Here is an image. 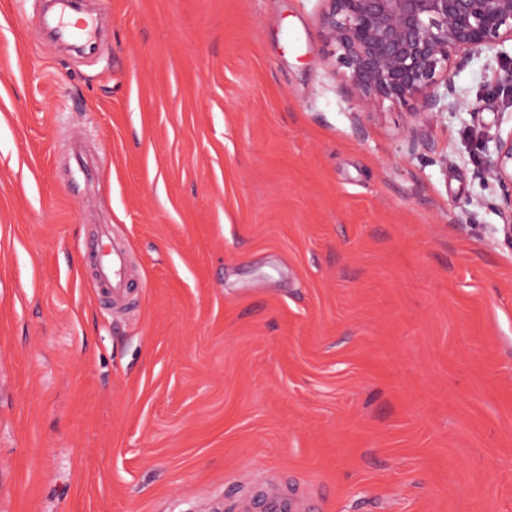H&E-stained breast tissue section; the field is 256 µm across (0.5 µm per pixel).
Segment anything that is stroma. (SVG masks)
I'll return each mask as SVG.
<instances>
[{"instance_id":"stroma-1","label":"stroma","mask_w":512,"mask_h":512,"mask_svg":"<svg viewBox=\"0 0 512 512\" xmlns=\"http://www.w3.org/2000/svg\"><path fill=\"white\" fill-rule=\"evenodd\" d=\"M101 53L0 0V512H512V245L476 140L344 94L321 0H100ZM101 160L89 182L73 140ZM134 257L112 313L93 227ZM239 512H318L305 494L285 492L265 481H256L252 493L241 499Z\"/></svg>"}]
</instances>
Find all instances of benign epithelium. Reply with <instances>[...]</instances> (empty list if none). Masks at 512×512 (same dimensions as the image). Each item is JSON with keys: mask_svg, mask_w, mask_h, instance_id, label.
Here are the masks:
<instances>
[{"mask_svg": "<svg viewBox=\"0 0 512 512\" xmlns=\"http://www.w3.org/2000/svg\"><path fill=\"white\" fill-rule=\"evenodd\" d=\"M320 36L341 87L369 112L382 100L409 107L406 143L429 149L427 129L446 112L478 109L461 99L451 70L493 54L497 89L512 94V0H324ZM482 180L512 212V130L494 139Z\"/></svg>", "mask_w": 512, "mask_h": 512, "instance_id": "obj_1", "label": "benign epithelium"}]
</instances>
